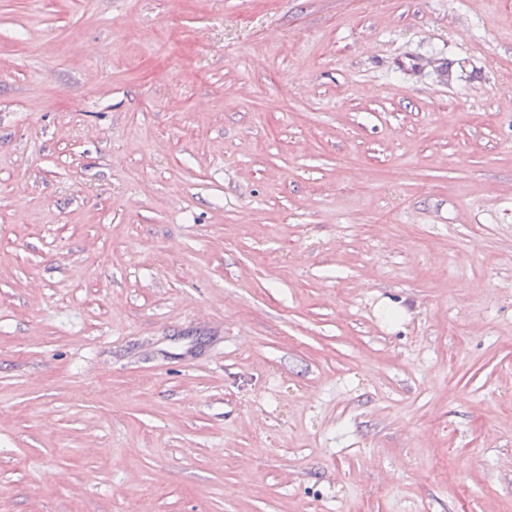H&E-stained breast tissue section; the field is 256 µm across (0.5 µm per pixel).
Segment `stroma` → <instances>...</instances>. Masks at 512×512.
<instances>
[{
	"instance_id": "35a3bbf8",
	"label": "stroma",
	"mask_w": 512,
	"mask_h": 512,
	"mask_svg": "<svg viewBox=\"0 0 512 512\" xmlns=\"http://www.w3.org/2000/svg\"><path fill=\"white\" fill-rule=\"evenodd\" d=\"M508 85L512 0H0V512H512Z\"/></svg>"
}]
</instances>
